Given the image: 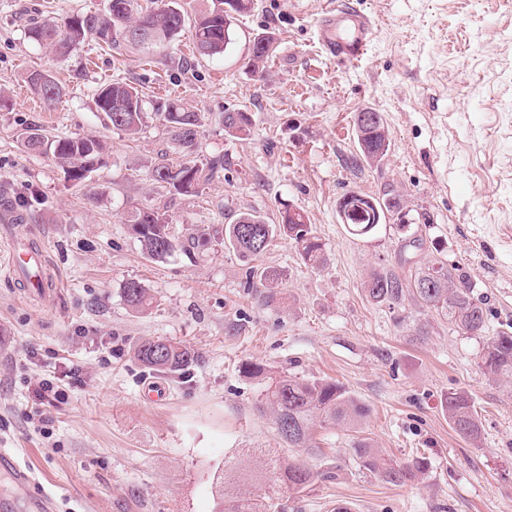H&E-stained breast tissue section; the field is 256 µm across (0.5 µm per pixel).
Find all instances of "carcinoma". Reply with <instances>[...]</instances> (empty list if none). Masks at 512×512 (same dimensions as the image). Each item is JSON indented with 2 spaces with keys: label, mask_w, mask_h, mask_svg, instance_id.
Here are the masks:
<instances>
[{
  "label": "carcinoma",
  "mask_w": 512,
  "mask_h": 512,
  "mask_svg": "<svg viewBox=\"0 0 512 512\" xmlns=\"http://www.w3.org/2000/svg\"><path fill=\"white\" fill-rule=\"evenodd\" d=\"M152 6L142 7L139 0H107L103 14L87 13L62 19L32 21L26 35L33 42L49 48L57 55H67L77 46L93 41L108 49H118L132 40L123 35L122 24L149 30L157 34L158 47L173 42L186 24V14L180 0H150ZM251 7L249 0H212V6L200 11L193 21L192 38L196 51L207 57L224 53L231 43L235 21ZM274 40L269 36L254 38L251 60L261 62L272 52ZM31 90L48 107L55 106L65 95V88L47 71L34 70L26 76ZM97 111L104 124L129 136L138 134L148 113L139 90L123 82L102 84L95 94ZM166 129L173 151L181 161L156 164L151 177L169 193L192 195L224 171V159L205 162L197 160L200 113L186 107L179 99H169L161 111L154 113ZM252 116L247 112L224 113V134L244 139L251 133ZM354 130L358 155L351 164L381 161L389 149L388 128L382 113L373 109L355 116ZM25 147L51 153L68 179L78 184L85 181L103 150L100 140L93 137L71 136L48 138L42 129L31 127L23 137ZM401 199L390 193L373 196L357 191L346 192L337 203L340 223L353 236H369L387 223V216L402 213ZM131 231L140 243L143 254L151 260H161L177 249L195 248L206 241L198 232L188 238V245H179L170 231L166 213L158 208H138L127 219ZM277 235L288 237L302 262L318 269L326 263L324 244L315 235L305 216L288 207L281 211V222L269 224L252 213H239L225 225L224 245L249 261L259 258ZM279 273L269 267H253L249 287L258 289L262 301L276 299ZM365 296L375 304L396 306L411 297L421 307L448 317L453 327L473 336L486 332L488 313L483 304L474 300L470 288L456 268L437 260L410 276L390 271H375L364 282ZM127 304L143 309L151 304L147 289L141 282L130 280L123 286ZM135 358L144 371L153 376H176L186 373L197 362L191 348L163 340H145L135 350ZM479 366L492 380L512 379V333L500 331L489 338ZM249 378L265 381L260 407L275 415L277 433L290 448L312 449V432L316 426H343L360 429L367 409L359 404L343 386L320 379H305L290 373L270 375V370L258 363L241 365ZM448 420L461 436L478 442L482 423L469 395L452 390L445 399ZM359 471L380 477L392 485H402L421 478L427 468L425 459L415 457L397 462L385 457L379 449L361 439L354 443ZM337 478L332 471H315L296 459L273 455L263 467H249L241 462L224 463V472L216 479L219 487L217 512H273L281 496L302 495L314 489L320 481ZM257 484L263 495L251 496L234 492L239 486Z\"/></svg>",
  "instance_id": "cac0c4a2"
}]
</instances>
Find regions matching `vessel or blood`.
I'll return each mask as SVG.
<instances>
[{
    "instance_id": "b4317fda",
    "label": "vessel or blood",
    "mask_w": 512,
    "mask_h": 512,
    "mask_svg": "<svg viewBox=\"0 0 512 512\" xmlns=\"http://www.w3.org/2000/svg\"><path fill=\"white\" fill-rule=\"evenodd\" d=\"M376 26V19L350 0H333L319 18L317 39L328 57L354 65L366 56ZM0 469L11 471L17 484L29 492L36 512H57L55 495L37 481L29 467L20 464L13 449L0 448Z\"/></svg>"
}]
</instances>
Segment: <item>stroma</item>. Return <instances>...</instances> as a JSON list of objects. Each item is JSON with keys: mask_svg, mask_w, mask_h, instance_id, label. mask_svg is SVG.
Returning <instances> with one entry per match:
<instances>
[{"mask_svg": "<svg viewBox=\"0 0 512 512\" xmlns=\"http://www.w3.org/2000/svg\"><path fill=\"white\" fill-rule=\"evenodd\" d=\"M378 21L367 56L350 66L324 55L316 25L327 0H252L224 54L200 56L190 31L166 49L113 52L86 43L58 58L30 41L28 19L102 10L106 0H0V252L31 244L46 253L59 287L39 294L0 268V448H16L59 512H214V476L225 461L261 465L280 448L264 383L242 363L338 382L369 413L359 431L317 429L312 469L340 478L283 500L279 512H512V382L479 367L487 336L512 328V0H357ZM275 50L251 61L255 34ZM46 69L66 94L46 107L25 77ZM139 88L146 111L168 98L200 113V158L224 171L198 195H172L152 181L161 156L179 162L163 126L148 119L136 139L106 127L93 95L104 82ZM382 112L390 149L351 168L353 121ZM247 112L249 139L224 134V115ZM49 137L94 136L106 150L77 187L51 154L22 144L27 127ZM349 190L399 195L410 218L424 213L416 258L462 269L489 309L486 336L405 301L393 311L369 301L376 270L402 271L394 225L350 235L337 215ZM304 212L328 261L311 269L287 237L260 257L281 269L276 299L256 302L248 265L224 245L229 215L280 220ZM168 214L172 235L204 230L206 247L148 259L124 219L131 209ZM136 280L151 305L137 311L122 288ZM148 339L190 346L189 381L147 375L134 357ZM65 398L37 429L42 379ZM467 392L482 421L473 443L444 407ZM389 458L425 457L417 481L395 486L360 473L353 443Z\"/></svg>", "mask_w": 512, "mask_h": 512, "instance_id": "35a3bbf8", "label": "stroma"}]
</instances>
